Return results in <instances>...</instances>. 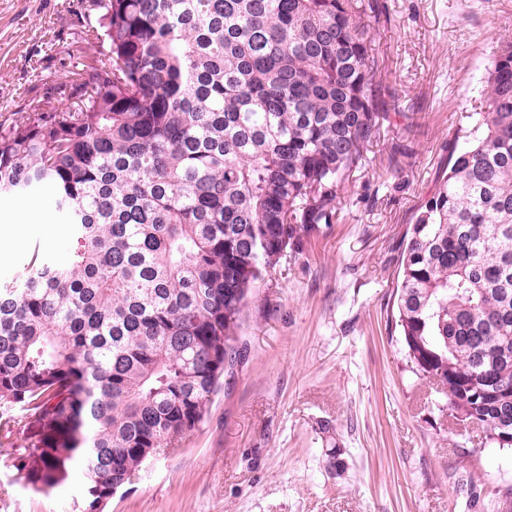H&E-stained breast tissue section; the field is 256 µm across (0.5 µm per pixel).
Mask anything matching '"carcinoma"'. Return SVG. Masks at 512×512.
Here are the masks:
<instances>
[{
    "label": "carcinoma",
    "instance_id": "1",
    "mask_svg": "<svg viewBox=\"0 0 512 512\" xmlns=\"http://www.w3.org/2000/svg\"><path fill=\"white\" fill-rule=\"evenodd\" d=\"M64 108L0 123V198L44 190L77 247L0 285L3 463L101 512L201 422L250 290L332 223L396 112L378 0H91ZM405 234L397 325L450 415L512 451V41Z\"/></svg>",
    "mask_w": 512,
    "mask_h": 512
}]
</instances>
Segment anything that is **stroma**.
I'll list each match as a JSON object with an SVG mask.
<instances>
[{
	"instance_id": "1",
	"label": "stroma",
	"mask_w": 512,
	"mask_h": 512,
	"mask_svg": "<svg viewBox=\"0 0 512 512\" xmlns=\"http://www.w3.org/2000/svg\"><path fill=\"white\" fill-rule=\"evenodd\" d=\"M379 3V78L400 114L368 146L334 222L258 283L239 332L246 355L204 420L104 512H493L512 500V451L449 416L408 363L393 307L405 231L467 131L491 53L512 39V0ZM88 4L0 0V123L66 106L61 85L98 56ZM45 215L59 244L34 228ZM28 220L0 254V284L34 250L62 259L74 247L50 193L30 199ZM75 492L37 493L0 468V512H71Z\"/></svg>"
}]
</instances>
